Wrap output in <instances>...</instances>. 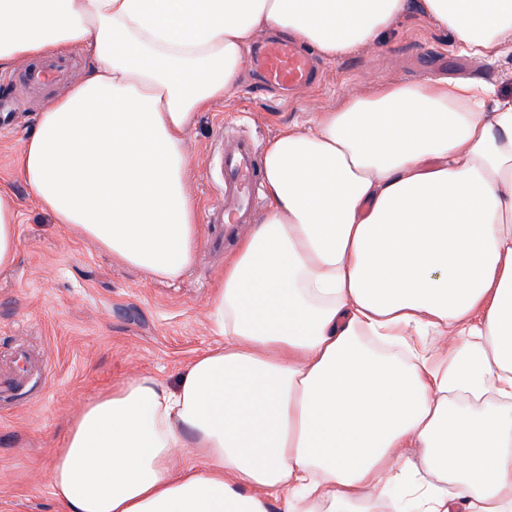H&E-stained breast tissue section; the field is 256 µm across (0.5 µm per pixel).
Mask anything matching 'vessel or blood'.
<instances>
[{"mask_svg": "<svg viewBox=\"0 0 512 512\" xmlns=\"http://www.w3.org/2000/svg\"><path fill=\"white\" fill-rule=\"evenodd\" d=\"M254 64L268 85L301 87L315 75L311 57L301 53L294 42L269 41L258 50ZM224 164L223 192L214 207L211 220L216 224H249L255 219L257 195L261 183L258 147L248 137H232L221 144Z\"/></svg>", "mask_w": 512, "mask_h": 512, "instance_id": "b4317fda", "label": "vessel or blood"}]
</instances>
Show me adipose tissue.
<instances>
[{"instance_id": "1", "label": "adipose tissue", "mask_w": 512, "mask_h": 512, "mask_svg": "<svg viewBox=\"0 0 512 512\" xmlns=\"http://www.w3.org/2000/svg\"><path fill=\"white\" fill-rule=\"evenodd\" d=\"M460 53L512 47V0H423ZM410 0H0V72L79 49L20 171L55 223L179 278L196 245L187 139L260 35L336 59ZM267 209L211 299L221 345L72 418L62 512H512V94L393 83L283 126ZM18 244L0 188V269ZM448 337L438 355L432 340ZM473 411L454 407L460 397Z\"/></svg>"}]
</instances>
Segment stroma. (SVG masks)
<instances>
[{
	"mask_svg": "<svg viewBox=\"0 0 512 512\" xmlns=\"http://www.w3.org/2000/svg\"><path fill=\"white\" fill-rule=\"evenodd\" d=\"M320 65V83L293 92L261 88L249 71L231 98L200 114L188 141L200 210L223 184L220 132L265 145L283 125L308 124L318 110L392 82L467 79L512 93L511 52L491 63L472 60L456 49L452 31L418 8L373 46ZM2 80L12 82L17 106L0 122V184L18 202V246L13 265L0 270V370L23 383L0 394V512H58L50 470L71 417L112 384L144 374L176 387L196 353L220 344L209 318L212 291L246 232L200 222L195 259L175 281L112 260L92 239L55 223L17 175L22 142L61 87L27 85L13 70L0 72Z\"/></svg>",
	"mask_w": 512,
	"mask_h": 512,
	"instance_id": "1",
	"label": "stroma"
}]
</instances>
